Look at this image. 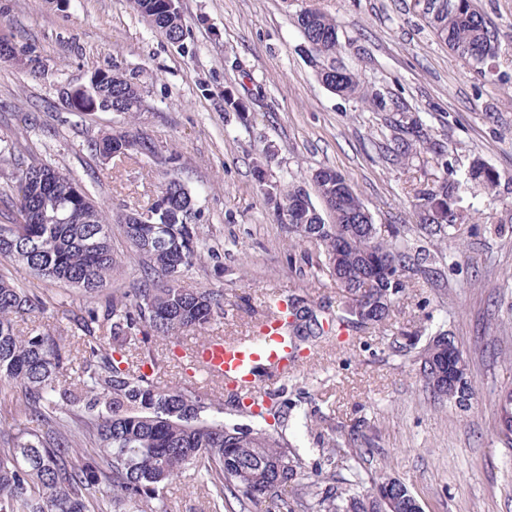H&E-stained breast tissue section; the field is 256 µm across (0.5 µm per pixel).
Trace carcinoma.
<instances>
[{
    "instance_id": "1",
    "label": "carcinoma",
    "mask_w": 512,
    "mask_h": 512,
    "mask_svg": "<svg viewBox=\"0 0 512 512\" xmlns=\"http://www.w3.org/2000/svg\"><path fill=\"white\" fill-rule=\"evenodd\" d=\"M133 9L173 44L184 43L188 29L167 0H131ZM418 13L433 34L475 69L496 54L494 35L473 0H429ZM305 41L313 47L318 76L330 90L368 101L387 112L392 154L405 162L430 139L420 118L387 93L366 91L357 74L336 65L343 46L336 21L319 10L298 15ZM0 60L32 69L36 57L0 40ZM142 91L119 66L91 75L88 86L76 89L65 103L76 115L110 108L130 116L142 111ZM222 107L248 121L246 103L224 91ZM94 156L138 158L147 155V137L119 131L88 142ZM442 176L416 198L424 208L420 229L429 236L454 239L462 182L484 178L493 189L497 175L482 166L464 180L454 177L447 152L435 153ZM325 207L333 216L326 224L300 186L277 189L266 196L277 223L302 250L294 262L317 279L328 276L341 300L336 312L302 316L288 299L285 334L298 357L323 343L368 326L383 327L391 312L366 324L351 318L352 297L362 305L389 308L415 277L436 280L440 257L408 239L399 227L389 230L357 221L365 205L350 185L336 183V170L321 168L312 177ZM78 185L68 171L44 161L15 168L13 180L0 191V256L45 282H64L86 298L74 329L89 337L81 372L65 379L70 354L55 337L36 328L27 336L15 332L14 320L44 315L54 297L35 293L0 275V386L12 385L17 396L0 425V512H167L164 488L181 471L193 467L207 488L209 512H382L385 499L399 500L396 512H422L417 496L399 479L376 470L347 466L338 472L335 453L316 470L317 480L302 482L306 460L285 436L270 430L267 417L280 420L276 401L253 397L257 410L239 423L220 416L222 408L203 386L160 388L140 369L130 366L126 352L138 350L155 335L177 337L201 330L224 313V295L186 288L182 273L200 259V232L183 222L191 190L177 172H164L160 196L166 207L153 204V223L140 224L139 211L112 220L86 193L72 199ZM137 257L140 278L128 288L108 289L120 261L112 247V223ZM449 337L462 360L456 336L441 328L431 333L419 352L420 374L435 399L467 405L475 395L468 368L460 370L461 393L450 394L440 376L442 339ZM503 416L498 436L512 447V390L501 395ZM84 444V461L74 448Z\"/></svg>"
}]
</instances>
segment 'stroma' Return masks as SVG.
<instances>
[{"instance_id": "obj_1", "label": "stroma", "mask_w": 512, "mask_h": 512, "mask_svg": "<svg viewBox=\"0 0 512 512\" xmlns=\"http://www.w3.org/2000/svg\"><path fill=\"white\" fill-rule=\"evenodd\" d=\"M414 0H179L188 26L184 46L168 42L129 0H0V34L13 35L42 62L32 74L0 62V147L30 125L34 157L70 171L110 217L148 209L163 169L141 157L104 161L90 137L140 131L176 156L194 193L201 259L185 271L188 288L224 296V316L180 337L151 338L143 368L160 387L189 384L186 350L213 336L251 334L266 304L304 293L336 302L333 283L302 278L289 261L295 247L276 224L255 179L270 154L269 182L314 192L312 173L340 172L374 223L416 228L415 193L438 176L433 152L393 162L379 112L337 95L309 62L297 22L301 9L331 15L347 48L344 63L365 86L408 104L445 147L457 173L483 165L498 175L494 190L470 182L462 195L458 263L442 262L440 281L413 280L386 327L365 328L349 344L333 341L307 355L287 377L271 380L288 422L286 437L313 476L325 450L363 431L372 441L368 467L404 482L424 512H512V447L497 435L498 394L512 387V0H475L499 46L484 72L440 42L417 15ZM120 65L143 89L135 121L117 112L78 119L61 91L87 85L92 72ZM255 100L248 122L225 113V90ZM420 245L445 255L454 245L433 237ZM0 274L54 296L43 318L16 320V332L40 326L72 351L82 299L9 259ZM454 333L477 394L468 406L437 403L420 379L400 335ZM308 413L307 422L297 419ZM167 512H208L202 482L185 468L165 490Z\"/></svg>"}]
</instances>
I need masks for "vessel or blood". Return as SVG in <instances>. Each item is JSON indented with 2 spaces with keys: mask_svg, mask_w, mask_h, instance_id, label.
Segmentation results:
<instances>
[{
  "mask_svg": "<svg viewBox=\"0 0 512 512\" xmlns=\"http://www.w3.org/2000/svg\"><path fill=\"white\" fill-rule=\"evenodd\" d=\"M286 311V301L277 300L259 321L252 336L214 337L192 348L189 357L205 378L224 380L234 389H251L257 367L281 365L288 356V343L280 330Z\"/></svg>",
  "mask_w": 512,
  "mask_h": 512,
  "instance_id": "vessel-or-blood-1",
  "label": "vessel or blood"
}]
</instances>
